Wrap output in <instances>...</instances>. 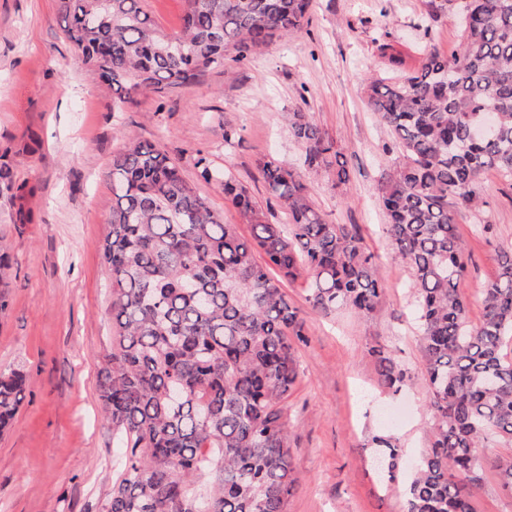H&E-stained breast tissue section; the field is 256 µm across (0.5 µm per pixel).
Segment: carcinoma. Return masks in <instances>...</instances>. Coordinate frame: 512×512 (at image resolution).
Listing matches in <instances>:
<instances>
[{
    "label": "carcinoma",
    "mask_w": 512,
    "mask_h": 512,
    "mask_svg": "<svg viewBox=\"0 0 512 512\" xmlns=\"http://www.w3.org/2000/svg\"><path fill=\"white\" fill-rule=\"evenodd\" d=\"M313 0H185L181 30L166 32L141 0H57L65 38L122 104L142 89L193 81L227 57L242 58L303 29ZM455 12L459 50L433 48L419 69H389L369 82V105L391 132L399 159L380 192L395 257L411 270L415 318L433 425L429 450L406 482L405 512H473L480 477L474 448L512 440V249L482 294L475 327L459 290L464 241L458 215L479 205L481 175L512 178V0H431ZM303 165L343 184L344 157L303 112L288 113ZM200 177L251 226L225 224L155 145L129 138L112 157V210L101 250L111 281L112 356L100 372L105 418L120 448V477L101 512H287L298 481L284 403L307 344L305 319L283 281L305 278L313 309L345 306L360 316L382 283L356 227L332 224L313 206L299 172L273 158L258 164L285 211L272 224L227 171L197 160ZM32 189L0 164V195L24 224ZM384 387L406 375L373 348ZM26 377L0 371V432L25 397ZM376 445L396 468L392 439ZM512 490V458L494 461Z\"/></svg>",
    "instance_id": "obj_1"
}]
</instances>
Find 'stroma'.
<instances>
[{"instance_id": "35a3bbf8", "label": "stroma", "mask_w": 512, "mask_h": 512, "mask_svg": "<svg viewBox=\"0 0 512 512\" xmlns=\"http://www.w3.org/2000/svg\"><path fill=\"white\" fill-rule=\"evenodd\" d=\"M455 13L430 14V0H314L299 34L225 59L189 84L143 91L114 107L112 88L82 63L65 39L56 0H0V152L34 193L32 221L14 224L0 197V371L26 376L27 398L0 435V512H100L119 475L112 426L99 400V372L112 351L109 281L101 244L112 209L109 171L127 135L155 144L224 223L249 236L237 210L196 166L207 157L261 204L271 223L288 218L257 171L273 158L299 169L329 222L357 225L378 266L383 292L361 317L348 309H311L304 280L284 282L301 309L308 342L298 345V378L286 403L290 446L301 480L288 512H404L408 473L429 447L433 412L423 379L421 335L413 319L409 268L395 259L380 184L398 153L371 111L367 84L386 70L382 43L417 70L424 51L459 45ZM301 111L333 138L348 180L335 185L301 167L286 113ZM237 136L225 141L226 129ZM479 207L463 212L458 232L467 272L460 289L479 324L482 290L497 272L496 253L512 247V182L496 171L479 185ZM392 352L407 379L396 394L378 380L372 348ZM401 444L393 482L370 467L371 440ZM483 468L475 512H512L492 466L512 442L491 437L476 450Z\"/></svg>"}]
</instances>
